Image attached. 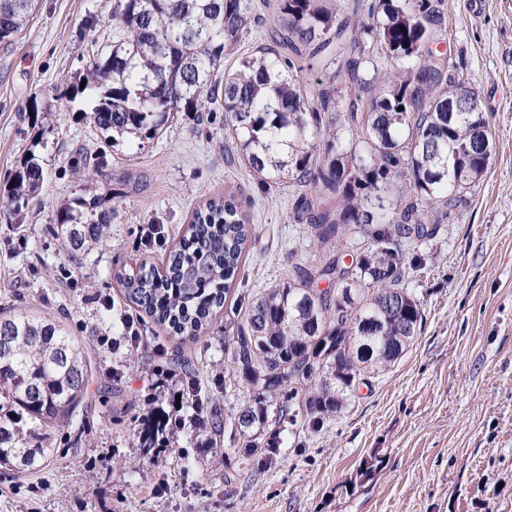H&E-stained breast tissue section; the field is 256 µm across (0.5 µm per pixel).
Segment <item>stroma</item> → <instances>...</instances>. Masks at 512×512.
Segmentation results:
<instances>
[{
	"instance_id": "35a3bbf8",
	"label": "stroma",
	"mask_w": 512,
	"mask_h": 512,
	"mask_svg": "<svg viewBox=\"0 0 512 512\" xmlns=\"http://www.w3.org/2000/svg\"><path fill=\"white\" fill-rule=\"evenodd\" d=\"M119 0H38L15 41L0 43V307L47 316L91 360L87 398L52 435L35 473L0 469V512H512V0H442L437 51L480 95L496 155L465 204L443 218L407 286L424 322L410 350L359 385L319 428L281 423L272 459L246 456L233 422L250 394L224 382V325L241 295L318 260L295 189L259 186L224 147V113L183 112L137 149L104 143L67 110L78 78L116 35ZM91 155L105 171L80 170ZM37 157L45 179L27 207H2L9 178ZM115 192L107 241L72 250L61 203ZM243 195L257 228L230 297L197 339L174 335L125 301L119 277L163 269L193 210ZM164 227L151 242L146 227ZM132 319L142 339L125 343ZM190 359L193 370L177 366ZM218 398L217 443L199 428L191 397L183 425L154 452L137 446L152 415L171 411L159 372Z\"/></svg>"
}]
</instances>
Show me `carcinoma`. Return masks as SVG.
Wrapping results in <instances>:
<instances>
[{
    "label": "carcinoma",
    "mask_w": 512,
    "mask_h": 512,
    "mask_svg": "<svg viewBox=\"0 0 512 512\" xmlns=\"http://www.w3.org/2000/svg\"><path fill=\"white\" fill-rule=\"evenodd\" d=\"M37 0H0V42L29 24ZM250 0H125L112 49L82 78L83 112L114 144L139 148L181 112L224 109V137L261 185L286 183L322 250L282 286L249 301L224 338L225 373L255 397L236 417L244 451L281 444L275 423L340 411L371 373L401 359L421 332L422 301L406 286L404 247L433 239L440 218L488 172L495 142L473 88L455 80L432 44L444 25L435 0H276L272 43L238 52ZM234 57L224 67V59ZM335 66L313 85L301 72ZM44 180L35 157L7 194L20 212ZM112 197L75 198L57 212L74 249L100 239ZM233 195L198 207L164 273L121 277L126 302L159 326L199 337L224 307L255 236ZM367 244L356 254L350 240ZM344 288V304L318 290ZM83 347L47 317L0 312V466L38 472L51 431L85 399Z\"/></svg>",
    "instance_id": "1"
}]
</instances>
